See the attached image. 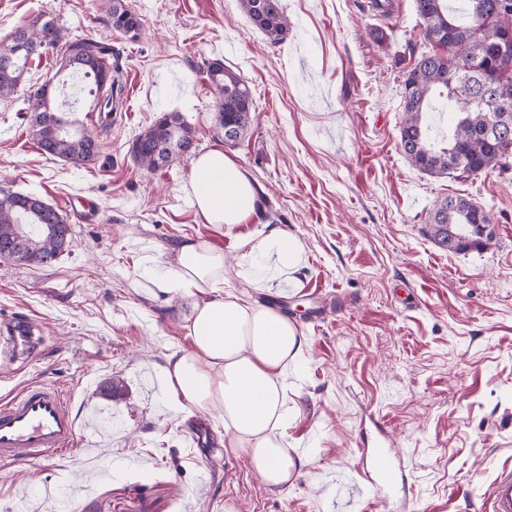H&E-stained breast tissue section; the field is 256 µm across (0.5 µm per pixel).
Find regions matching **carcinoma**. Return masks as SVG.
<instances>
[{"mask_svg":"<svg viewBox=\"0 0 512 512\" xmlns=\"http://www.w3.org/2000/svg\"><path fill=\"white\" fill-rule=\"evenodd\" d=\"M453 0H415L425 40L431 49L421 53L405 74L403 112L399 131L405 159L433 176L466 182L481 173L512 169V0H463L470 21H459ZM250 21L269 40L288 33L282 0H239ZM112 30L129 39L138 37L139 16L125 0H111L107 11ZM16 46L12 63H0V97L18 86L28 60L50 49L62 51L58 70L91 76L96 84L97 111L112 118L122 94V69L112 64V48L89 40H67L53 19L17 27L0 48ZM206 72L216 94L212 127L235 145L251 128L256 107L252 91L240 73L220 60ZM446 100L453 117L446 144L435 143L438 132L431 102ZM31 126L44 154L76 167L100 160L97 136L61 112L54 79L45 80L27 99ZM196 149L192 128L177 112H166L133 141L131 154L147 172H154ZM63 215L42 198L0 186V258L44 266L70 250L73 234L59 237ZM490 211L462 196H448L428 215L427 235L442 249L461 253L483 248L492 233Z\"/></svg>","mask_w":512,"mask_h":512,"instance_id":"1","label":"carcinoma"}]
</instances>
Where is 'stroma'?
<instances>
[{
    "label": "stroma",
    "instance_id": "obj_1",
    "mask_svg": "<svg viewBox=\"0 0 512 512\" xmlns=\"http://www.w3.org/2000/svg\"><path fill=\"white\" fill-rule=\"evenodd\" d=\"M282 0L287 36L271 41L238 0H126L136 41L106 24L109 0H0V41L46 13L71 39L110 44L126 103L102 131L81 78L74 119L104 159L75 167L44 155L23 103L57 69L56 51L29 59L0 98V183L33 193L73 229L45 266L0 260V316L29 317L42 345L24 368L0 365V397L30 384L64 388L92 457L0 460V512H386L345 489L364 481V448H388L413 475L401 512H481L512 467V171L465 183L409 164L400 149L404 76L428 45L414 0ZM221 59L253 91L238 145L215 138L206 63ZM180 113L198 151L219 147L250 176L262 208L233 231L192 204V159L154 173L135 138ZM462 195L491 211L493 238L451 253L425 233L434 204ZM287 231L303 249L294 277L242 260L241 244ZM222 249L224 288L275 305L306 338L288 376L287 440L309 459L288 488L265 486L224 446L219 417L185 419L160 386L169 356L188 350L200 294L160 290L170 252L187 238ZM123 396H104L112 379ZM199 446L188 453L184 433ZM78 496H70L71 487Z\"/></svg>",
    "mask_w": 512,
    "mask_h": 512
}]
</instances>
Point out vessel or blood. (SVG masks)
<instances>
[{
  "instance_id": "b4317fda",
  "label": "vessel or blood",
  "mask_w": 512,
  "mask_h": 512,
  "mask_svg": "<svg viewBox=\"0 0 512 512\" xmlns=\"http://www.w3.org/2000/svg\"><path fill=\"white\" fill-rule=\"evenodd\" d=\"M31 324L27 319L12 320L0 329V360L17 363L32 347ZM80 430L64 391L57 385L29 386L0 402V459L31 461L49 453L72 452ZM358 471L373 498L389 505L390 492L400 472L386 451L361 455ZM483 512H512V470H503L489 485Z\"/></svg>"
}]
</instances>
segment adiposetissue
I'll return each instance as SVG.
<instances>
[{"label": "adipose tissue", "instance_id": "ef3b65f1", "mask_svg": "<svg viewBox=\"0 0 512 512\" xmlns=\"http://www.w3.org/2000/svg\"><path fill=\"white\" fill-rule=\"evenodd\" d=\"M192 170V194L207 223L230 229L255 213L253 183L223 150L198 155ZM251 249L273 256L279 272L301 262L299 242L282 231H271ZM225 270L223 250L206 241L190 239L175 250L160 288L193 290L203 301L189 330L190 348L171 356L164 368L166 390L176 412L219 413L227 447L242 455L266 486L284 489L309 463L291 451L285 434L288 370L302 357L306 338L273 308L231 293L214 296Z\"/></svg>", "mask_w": 512, "mask_h": 512}]
</instances>
